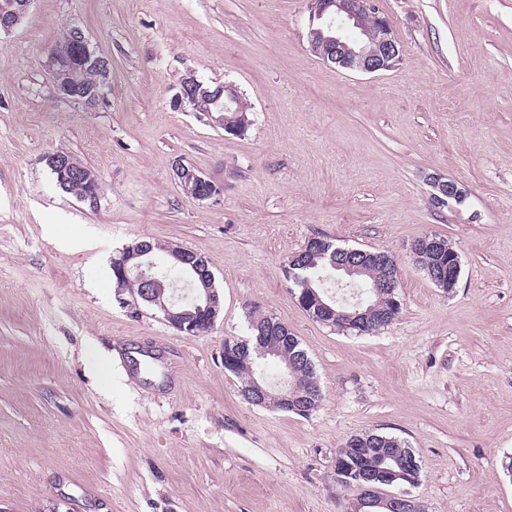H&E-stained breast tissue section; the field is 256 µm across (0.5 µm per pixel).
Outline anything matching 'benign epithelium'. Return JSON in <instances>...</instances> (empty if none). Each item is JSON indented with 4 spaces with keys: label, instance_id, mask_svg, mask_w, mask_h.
Listing matches in <instances>:
<instances>
[{
    "label": "benign epithelium",
    "instance_id": "7a95c632",
    "mask_svg": "<svg viewBox=\"0 0 512 512\" xmlns=\"http://www.w3.org/2000/svg\"><path fill=\"white\" fill-rule=\"evenodd\" d=\"M32 0L15 8L0 12V30L9 31L28 12ZM309 44L311 51L321 60L341 68L360 73H377L395 66L401 59L402 49L396 39L388 19L372 3V0H308ZM76 52L72 57L61 55L51 49L48 67L56 90L65 99L92 105L103 96L102 89L107 85L109 64L90 47L82 32H77ZM93 68L100 75L95 88H87L77 79V72L83 68ZM188 105L209 113V119L224 125L225 112H243L245 108L238 92L227 85L213 88L197 80L193 75L183 78L180 91L173 99L174 107ZM46 161L54 170L73 177L85 178L90 191L84 200L93 204L101 197L98 190L100 181L86 172L85 166L72 156L56 153ZM174 179L185 193L199 201L218 197L223 191L221 184L192 166L177 162L174 167ZM433 200L442 203L453 200L461 204L466 193L452 180L435 178ZM425 247H434L441 254H447V261H439L434 282L443 291H453L459 281L461 262L458 253L451 247L436 241L420 238L411 244V252ZM173 265L181 266L189 292L193 297L192 308L186 309L179 298H163L165 285L154 275L158 267L152 248L138 245L126 248L121 257L113 261L115 274L120 278L135 276L150 284L139 294L142 302L155 306L156 312L170 327L187 336H199L208 332L221 314L218 289L210 286L208 267L197 258L195 252L178 242L170 243L166 251ZM306 313L319 318L332 311L331 305L318 295L298 299ZM363 486L372 491L374 482L389 483L404 478L409 482L416 480L415 472L409 465L395 470L386 468L378 473H361ZM393 507L402 512H421L420 501L409 494L393 497Z\"/></svg>",
    "mask_w": 512,
    "mask_h": 512
}]
</instances>
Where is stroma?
<instances>
[{
  "label": "stroma",
  "instance_id": "35a3bbf8",
  "mask_svg": "<svg viewBox=\"0 0 512 512\" xmlns=\"http://www.w3.org/2000/svg\"><path fill=\"white\" fill-rule=\"evenodd\" d=\"M373 2L402 47L374 75L311 52L307 0H32L0 31V512H345L336 455L365 432L413 448L425 512H512V0ZM72 27L109 63L93 105L47 66ZM189 75L237 89L246 134L171 107ZM54 152L99 176L98 204L56 185ZM179 158L222 195H186ZM434 175L466 202L433 206ZM424 233L460 257L452 293L412 259ZM318 236L393 255L396 320L359 335L304 311L284 270ZM136 239L208 258V333L105 287ZM252 306L312 360L310 417L246 403L225 371Z\"/></svg>",
  "mask_w": 512,
  "mask_h": 512
}]
</instances>
